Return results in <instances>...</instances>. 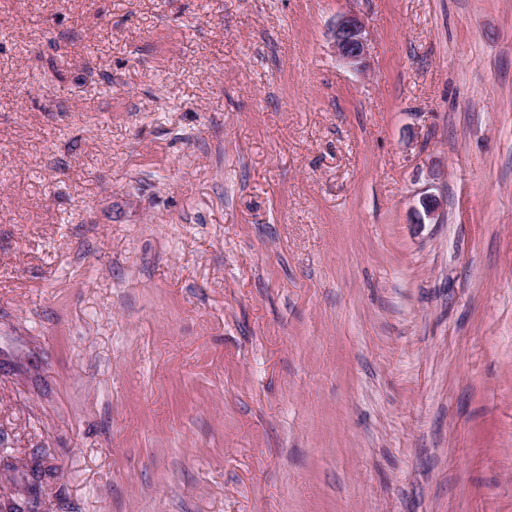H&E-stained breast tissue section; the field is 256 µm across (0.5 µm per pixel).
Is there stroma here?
I'll return each mask as SVG.
<instances>
[{
    "label": "stroma",
    "mask_w": 512,
    "mask_h": 512,
    "mask_svg": "<svg viewBox=\"0 0 512 512\" xmlns=\"http://www.w3.org/2000/svg\"><path fill=\"white\" fill-rule=\"evenodd\" d=\"M35 455L39 512H512V0H0V503ZM334 45L338 57L348 64L361 67L368 51V33L358 16H342L334 27Z\"/></svg>",
    "instance_id": "35a3bbf8"
}]
</instances>
